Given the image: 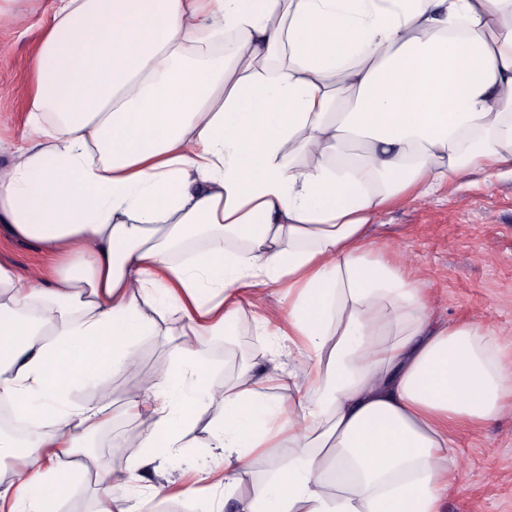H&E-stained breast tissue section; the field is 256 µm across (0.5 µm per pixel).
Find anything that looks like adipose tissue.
Segmentation results:
<instances>
[{"label":"adipose tissue","instance_id":"adipose-tissue-1","mask_svg":"<svg viewBox=\"0 0 512 512\" xmlns=\"http://www.w3.org/2000/svg\"><path fill=\"white\" fill-rule=\"evenodd\" d=\"M29 72L35 142L0 173V223L48 262L0 264V401L28 426L0 433L26 460L0 512H56L60 456L122 414L142 437L122 481L205 433L232 491L288 451L240 512H439L452 429L499 418L512 361L494 330L435 320L369 230L512 175V0H58ZM265 294L267 368L216 385L206 337ZM168 308L179 363L123 409L68 400L135 374Z\"/></svg>","mask_w":512,"mask_h":512}]
</instances>
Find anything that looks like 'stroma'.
<instances>
[{"mask_svg":"<svg viewBox=\"0 0 512 512\" xmlns=\"http://www.w3.org/2000/svg\"><path fill=\"white\" fill-rule=\"evenodd\" d=\"M52 0H23L22 24L0 22V168L11 165L31 141L25 126L27 64ZM374 242L382 252H403L410 274L424 280L435 315L456 323L476 321L494 327L503 354L512 359V178L476 174L442 187L437 196L421 199L389 213ZM46 261L36 243L9 236L0 223V263L34 272ZM182 316L170 315L158 333L137 344L139 377H105L75 387L69 399L120 406L140 378L152 377L156 367L180 359ZM252 314H244L229 334L208 341L205 359L216 384L231 383L239 366L263 368ZM458 465L450 472V488L441 512H512V397L499 419L485 427L461 426L454 431ZM141 435L132 423L106 424L87 440L88 460L65 457L75 477L58 512H96L102 492L121 499L124 506L141 505L146 512H209L212 500H224V512H236L238 496H225L215 487L211 497L187 500L182 486L203 478L206 467L218 460L216 448H181L170 454L160 472L146 471L130 484H105L108 474L124 468L140 451Z\"/></svg>","mask_w":512,"mask_h":512,"instance_id":"1","label":"stroma"}]
</instances>
